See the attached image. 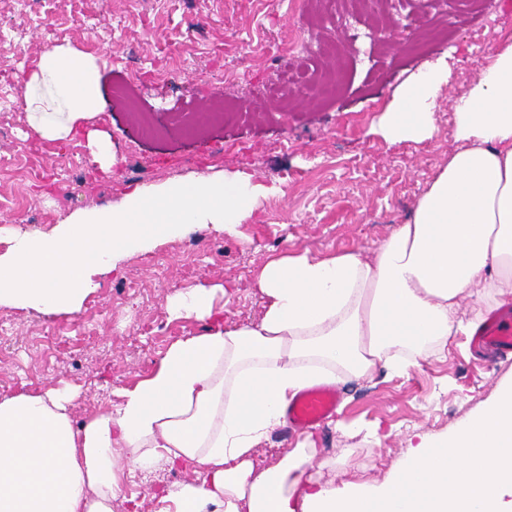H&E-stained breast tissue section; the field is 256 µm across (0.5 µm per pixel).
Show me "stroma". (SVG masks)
Here are the masks:
<instances>
[{"label": "stroma", "instance_id": "stroma-1", "mask_svg": "<svg viewBox=\"0 0 512 512\" xmlns=\"http://www.w3.org/2000/svg\"><path fill=\"white\" fill-rule=\"evenodd\" d=\"M335 3L330 16L320 0H28L23 7L0 0V32L21 43L0 51V228L47 230L77 210L119 203L136 186L200 175L247 172L283 189L261 200L235 235L210 228L125 256L77 314L0 307V320L13 327L0 335V397L61 379L79 390L73 417L83 421L154 370L173 342L208 329L169 316L166 302L177 290L219 288L225 322L251 323L262 313L254 276L267 257L368 253L409 220L455 146L453 100L512 37V0H490L484 10L465 0H397L357 14L350 0ZM390 18L387 42L362 48L353 40V29L374 32ZM53 44L104 61L107 107L91 124L111 136V175L69 174V157L93 166L83 134L53 144L29 127L17 75ZM443 59L452 76L438 96L433 137L389 143L380 119L394 93ZM288 71L332 73L336 91L280 81ZM32 165L41 179L29 176ZM19 197L27 213L14 207ZM129 281L139 291L123 292ZM53 326L70 348L37 343ZM511 380L512 358L478 357L461 335L445 356L342 385L336 418L311 432L329 462L314 476L382 482L410 436L447 432ZM374 429L382 442L371 438ZM184 478L180 470L138 472L125 477L123 493L154 512L151 491Z\"/></svg>", "mask_w": 512, "mask_h": 512}]
</instances>
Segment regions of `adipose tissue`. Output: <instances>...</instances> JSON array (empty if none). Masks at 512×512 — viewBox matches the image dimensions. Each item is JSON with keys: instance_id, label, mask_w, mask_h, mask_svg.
I'll use <instances>...</instances> for the list:
<instances>
[{"instance_id": "1", "label": "adipose tissue", "mask_w": 512, "mask_h": 512, "mask_svg": "<svg viewBox=\"0 0 512 512\" xmlns=\"http://www.w3.org/2000/svg\"><path fill=\"white\" fill-rule=\"evenodd\" d=\"M101 64L53 45L18 84L39 138L63 142L85 130L108 172L109 133L83 127L105 108ZM450 77L442 61L398 89L382 118L385 138H431ZM452 110L447 164L411 221L372 252L267 258L255 277L263 313L248 325L224 327L213 289L178 291L167 301L172 316L215 327L172 343L149 375L117 390L114 408L82 422L70 411L77 391L63 383L0 397V512H113L125 474L162 465L188 477L155 493L156 512H512V381L450 433L416 434L397 472L376 486L313 481L319 450L308 439L274 464L257 460L305 388L441 354L512 296V43ZM278 191L245 172L141 185L51 230L11 234L0 307L76 314L120 258L210 227L236 234Z\"/></svg>"}]
</instances>
